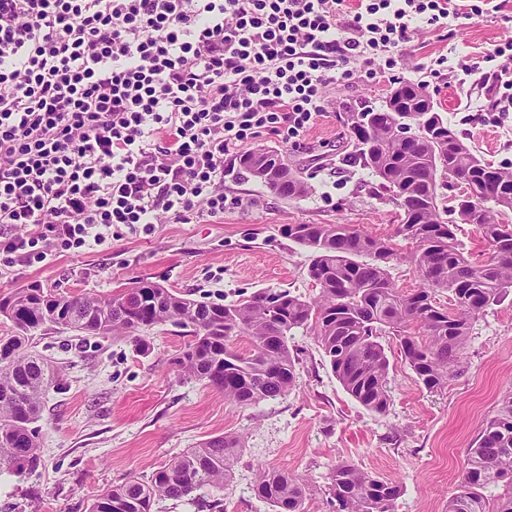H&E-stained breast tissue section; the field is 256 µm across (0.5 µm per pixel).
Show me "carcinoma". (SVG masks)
I'll use <instances>...</instances> for the list:
<instances>
[{"instance_id": "cac0c4a2", "label": "carcinoma", "mask_w": 512, "mask_h": 512, "mask_svg": "<svg viewBox=\"0 0 512 512\" xmlns=\"http://www.w3.org/2000/svg\"><path fill=\"white\" fill-rule=\"evenodd\" d=\"M425 85L403 81L385 104L351 107L341 122L351 150L348 160L368 172L375 191L391 200L399 224L381 238L351 224H288L282 233L310 251L307 275L313 297L288 289L258 290L223 304L187 297L148 279L109 297L61 295L39 285L16 288L2 299L15 334L0 336V469L19 476L40 466L38 430L43 394L52 376L43 359L25 350L29 334L71 330L139 339L170 323L189 329L191 340L175 360L177 371L224 394L240 408L288 393L299 358L288 344L296 329L311 332L325 361L347 393L366 409H388L390 359L381 342L388 333L429 393L448 387L466 354L472 321L512 292V168L495 167L465 142L439 112ZM406 117L417 134L406 140L393 127ZM263 149L241 153L230 167L235 179L255 181L283 198L306 196L310 186L275 151L279 179L260 168ZM460 189L454 205L439 190ZM456 220L448 219V213ZM471 224L489 259L473 263L455 228ZM400 238L413 245L401 255ZM405 260L420 286L404 291L392 281L390 263ZM448 294L452 307L439 303ZM247 337L250 348L236 346ZM234 435L210 438L141 480L130 478L97 497L89 512H152L161 499L182 500L197 490H224L241 453ZM500 490L492 498L488 488ZM255 496L271 512H307L306 487L286 470L259 468ZM401 488L395 481L339 462L325 488L328 512H395ZM448 512H512V394L481 428L468 449L465 475Z\"/></svg>"}]
</instances>
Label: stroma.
Masks as SVG:
<instances>
[{"label": "stroma", "mask_w": 512, "mask_h": 512, "mask_svg": "<svg viewBox=\"0 0 512 512\" xmlns=\"http://www.w3.org/2000/svg\"><path fill=\"white\" fill-rule=\"evenodd\" d=\"M480 18L426 28L408 44L402 69L380 83L356 80L327 87L328 110L295 145L264 131L251 148L280 152L310 185L286 200L261 184L224 179V215L207 224L164 222L152 234H121L105 247L55 252L35 266L0 270V297L39 284L61 294L101 297L146 278L206 299L229 303L266 288L315 296L306 271L308 250L285 238L288 224H351L392 235L394 204L371 196L366 171L344 163L343 105L381 104L397 82L426 80L449 124L494 165L512 167V117L495 121L477 109L480 61L493 45L512 39V0ZM446 69L429 76L439 57ZM390 357L389 408L378 414L348 395L313 337L289 341L300 363L288 394L240 408L222 393L177 372L173 361L186 336L155 327L144 342L74 331L36 332L28 346L48 361L55 381L41 403V464L22 477L0 471V512H89L93 500L128 476L152 472L213 436H241L245 448L223 492L224 512H269L253 495L258 467L283 469L307 481V512H327L324 490L344 460L387 480L402 494L396 512H448L466 453L500 399L512 391V294L473 321L464 373L439 394L427 392L401 359L393 336L382 339Z\"/></svg>", "instance_id": "1"}]
</instances>
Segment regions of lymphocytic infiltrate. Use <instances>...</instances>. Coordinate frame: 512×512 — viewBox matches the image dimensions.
Listing matches in <instances>:
<instances>
[{
  "mask_svg": "<svg viewBox=\"0 0 512 512\" xmlns=\"http://www.w3.org/2000/svg\"><path fill=\"white\" fill-rule=\"evenodd\" d=\"M0 0V267L224 213V163L297 143L325 89L392 74L422 24L491 0ZM482 61L512 111V41Z\"/></svg>",
  "mask_w": 512,
  "mask_h": 512,
  "instance_id": "lymphocytic-infiltrate-1",
  "label": "lymphocytic infiltrate"
}]
</instances>
